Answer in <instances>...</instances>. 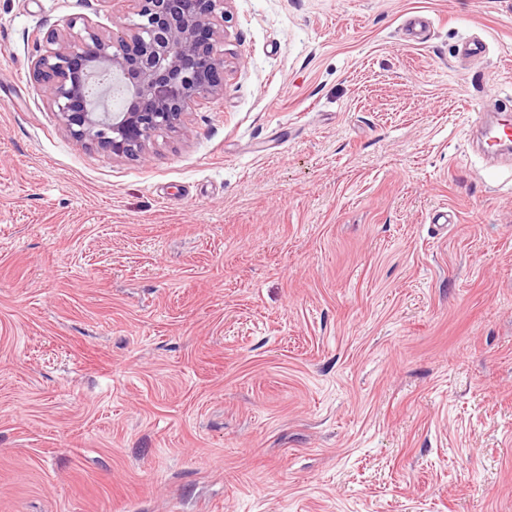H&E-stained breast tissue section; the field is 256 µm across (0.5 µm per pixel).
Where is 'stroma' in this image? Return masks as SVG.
I'll return each instance as SVG.
<instances>
[{"label": "stroma", "mask_w": 512, "mask_h": 512, "mask_svg": "<svg viewBox=\"0 0 512 512\" xmlns=\"http://www.w3.org/2000/svg\"><path fill=\"white\" fill-rule=\"evenodd\" d=\"M116 13L0 0V512H512V0H229L138 160L30 76Z\"/></svg>", "instance_id": "obj_1"}]
</instances>
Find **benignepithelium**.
I'll return each mask as SVG.
<instances>
[{"instance_id": "benign-epithelium-1", "label": "benign epithelium", "mask_w": 512, "mask_h": 512, "mask_svg": "<svg viewBox=\"0 0 512 512\" xmlns=\"http://www.w3.org/2000/svg\"><path fill=\"white\" fill-rule=\"evenodd\" d=\"M136 20L101 30L66 20L47 31L31 77L72 137L117 157L146 156L159 132L177 131L192 107L224 94V4L229 0H128ZM125 86L121 110L97 112L92 74Z\"/></svg>"}]
</instances>
